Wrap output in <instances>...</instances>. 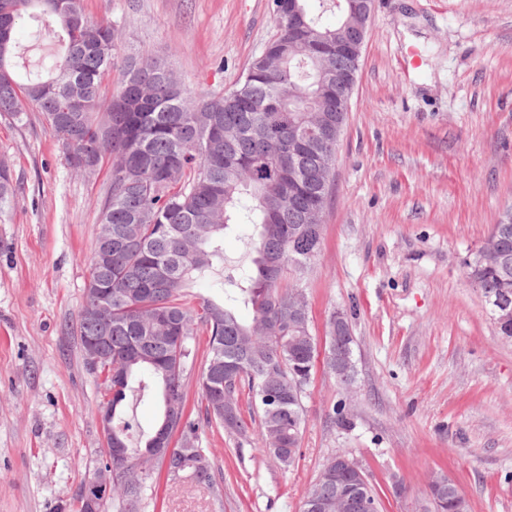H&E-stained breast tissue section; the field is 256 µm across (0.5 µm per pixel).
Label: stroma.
I'll list each match as a JSON object with an SVG mask.
<instances>
[{"instance_id":"35a3bbf8","label":"stroma","mask_w":512,"mask_h":512,"mask_svg":"<svg viewBox=\"0 0 512 512\" xmlns=\"http://www.w3.org/2000/svg\"><path fill=\"white\" fill-rule=\"evenodd\" d=\"M120 52L189 86L234 89L275 32L270 0H84ZM17 184L0 224V512H74L100 459L104 389L77 332L107 172L76 174L42 113L0 115ZM303 279L315 332L343 311L351 389L316 373L291 468L203 428L221 496L157 465L149 512H300L328 458L349 453L380 512H422L433 475L470 512H512V340L466 258L512 205V0H374ZM347 408L350 426L334 423ZM407 491L394 495L392 478Z\"/></svg>"}]
</instances>
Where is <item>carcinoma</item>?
Returning a JSON list of instances; mask_svg holds the SVG:
<instances>
[{"instance_id":"1","label":"carcinoma","mask_w":512,"mask_h":512,"mask_svg":"<svg viewBox=\"0 0 512 512\" xmlns=\"http://www.w3.org/2000/svg\"><path fill=\"white\" fill-rule=\"evenodd\" d=\"M307 30L293 31L279 15L276 34L234 89L211 96L184 84L157 59L137 64L118 50V31L86 15L83 0H0V114L41 112L67 151L71 167L91 175L108 167L109 186L99 207L88 287L102 292L111 312L80 313L79 337L103 331L112 358L92 373L112 389V512H148L152 462L161 437L179 436L169 472L221 493L202 447L200 424L250 443L258 427L260 451L283 467L299 458L303 400L318 366L336 378L335 315L324 338L310 316L288 309L292 294L322 244L323 225L311 223L331 194L329 162L336 158V98L319 111L291 112L324 96L313 58L333 52L349 15L348 0H299ZM339 11L336 26L322 16ZM38 31L52 28L58 49L36 71L17 62L15 31L24 17ZM118 90L102 86L113 72ZM316 124L330 134L328 150L309 148L300 164L307 179L288 180V149L295 124ZM16 192L10 166L0 159V222ZM512 207L504 210L483 244L465 260L469 281L483 297L512 299ZM253 224L251 266L227 277L236 308L189 294L194 279L224 272V236ZM112 261L97 262L105 247ZM208 337L199 379L202 421L185 414V376L196 357L195 336ZM153 398L161 418L136 441L126 414L128 398ZM336 486L315 480L306 497L325 502ZM426 512H470L453 481L442 492L429 484Z\"/></svg>"}]
</instances>
